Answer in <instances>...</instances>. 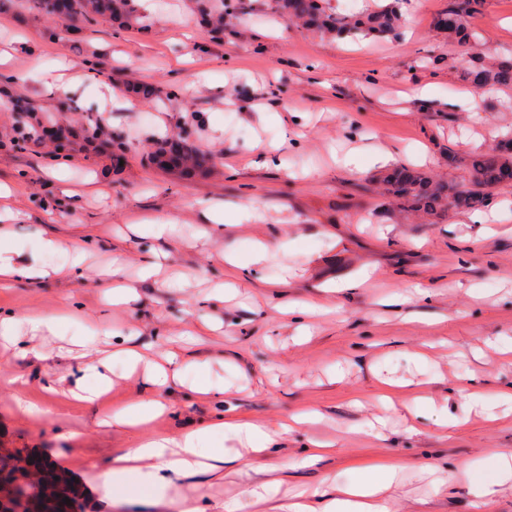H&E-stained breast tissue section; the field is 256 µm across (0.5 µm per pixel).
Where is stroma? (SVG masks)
Returning a JSON list of instances; mask_svg holds the SVG:
<instances>
[{
	"instance_id": "1",
	"label": "stroma",
	"mask_w": 512,
	"mask_h": 512,
	"mask_svg": "<svg viewBox=\"0 0 512 512\" xmlns=\"http://www.w3.org/2000/svg\"><path fill=\"white\" fill-rule=\"evenodd\" d=\"M414 2L399 37L357 42L285 23L272 0H233L220 34L199 26L194 0L138 2L122 26L63 23L13 0L0 7V51L13 54L0 70V183L25 215L6 248L17 265L52 271L0 291V311L49 314L70 301L85 315L54 334L20 332L26 357L0 355V448L68 472L81 512H180L173 495L156 498L147 475H130L112 496L104 475L143 437L191 430L223 405L274 430L302 411L315 416L281 432L268 454L248 453L230 432L216 437L226 454L244 453L243 465L173 481L201 512H279L297 490L340 491L389 463L401 468L385 493L394 512H512L511 479L486 496L459 475L439 484L441 467L512 453V404L496 399L512 392V364L498 352L512 344V185L474 219L400 209L378 183L391 164L471 183L467 156L512 132V93L462 104L463 50L432 27L451 0ZM474 24L481 54L512 58V0H486ZM24 36L30 48L17 50ZM48 119L63 137L23 140ZM165 137L209 155V170L157 169L150 155ZM265 147L279 164L252 166ZM350 151L361 171L339 164ZM380 153L389 161L375 162ZM250 204L264 223L203 219L211 206L233 214ZM167 216L178 224L161 242L147 224ZM47 236L91 240L83 276L58 274L69 257L46 253ZM160 250L164 281L141 278ZM228 252L248 267L222 301L211 291L230 278ZM116 258L139 296L122 307L96 276ZM367 271L363 287L327 289ZM283 302L297 312L281 314ZM88 324L109 328L96 343L114 355L112 388L92 404L75 395L95 379L69 356ZM134 344L178 353L183 380L164 394L163 415L101 427L103 415L147 396L124 375L120 352ZM200 374L223 395L193 393ZM459 383L486 409L460 399ZM23 401L40 414L23 412ZM313 440L332 452L307 466Z\"/></svg>"
}]
</instances>
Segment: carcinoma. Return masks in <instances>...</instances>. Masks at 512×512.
Segmentation results:
<instances>
[{
	"label": "carcinoma",
	"mask_w": 512,
	"mask_h": 512,
	"mask_svg": "<svg viewBox=\"0 0 512 512\" xmlns=\"http://www.w3.org/2000/svg\"><path fill=\"white\" fill-rule=\"evenodd\" d=\"M69 21L79 17L109 18L119 23L132 10L131 0H64ZM400 0L359 15H345L328 9L323 0H275L281 17H298L317 30L338 39L384 37L397 34ZM485 0H459L447 12L436 16L432 25L448 36V41L471 51L461 70V81L479 91L512 90V60L484 56L472 51L477 32L471 19L482 14ZM469 163L476 172L470 184L443 181L432 175L395 168L383 177L385 190L400 205L414 211L436 212L445 208L481 212L488 207L496 189L505 185L512 170V137L498 141L486 152L473 154Z\"/></svg>",
	"instance_id": "obj_1"
}]
</instances>
